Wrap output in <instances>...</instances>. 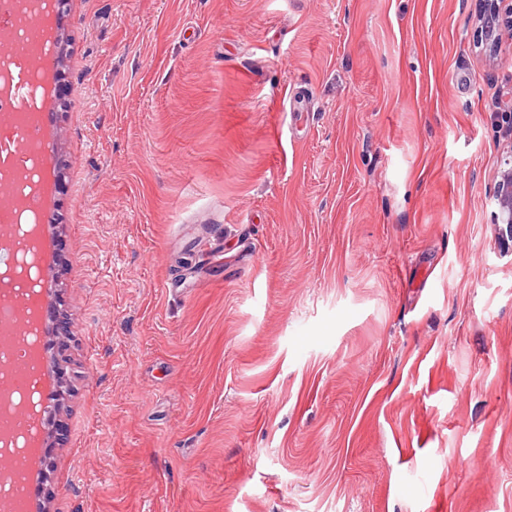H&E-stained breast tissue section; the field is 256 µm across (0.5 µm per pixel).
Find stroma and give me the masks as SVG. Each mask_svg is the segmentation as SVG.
Wrapping results in <instances>:
<instances>
[{
	"label": "stroma",
	"instance_id": "1",
	"mask_svg": "<svg viewBox=\"0 0 512 512\" xmlns=\"http://www.w3.org/2000/svg\"><path fill=\"white\" fill-rule=\"evenodd\" d=\"M481 8L69 0L54 512H512Z\"/></svg>",
	"mask_w": 512,
	"mask_h": 512
}]
</instances>
